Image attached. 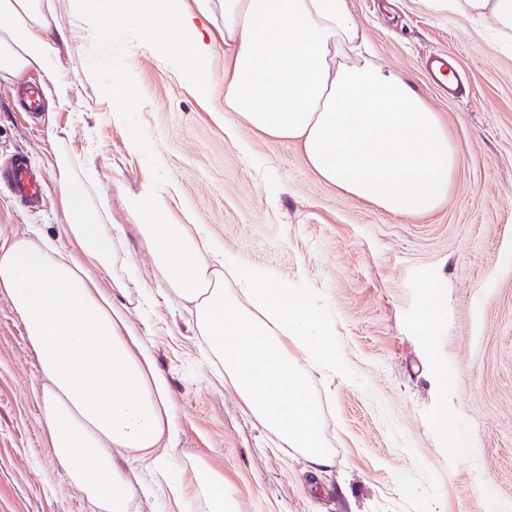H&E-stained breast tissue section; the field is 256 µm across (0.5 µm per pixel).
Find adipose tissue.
<instances>
[{
	"instance_id": "adipose-tissue-1",
	"label": "adipose tissue",
	"mask_w": 512,
	"mask_h": 512,
	"mask_svg": "<svg viewBox=\"0 0 512 512\" xmlns=\"http://www.w3.org/2000/svg\"><path fill=\"white\" fill-rule=\"evenodd\" d=\"M0 0V79L34 72L67 102L62 60L90 38L106 42L112 16L138 29L137 46L165 56L186 87L223 113L235 136L245 123L297 143L330 186L378 209L426 216L447 200L457 156L441 115L406 78L361 55L349 0ZM471 19L492 16L512 34V0H448ZM224 49V91L212 60ZM92 163L57 154L53 177L67 238L31 225L0 244V291L21 316L42 372L40 423L91 512H128L131 457L164 470L175 433L167 378L100 272L126 263V229L109 198L94 194ZM152 182L125 202L160 280L194 308L193 328L270 447L298 449L311 470L334 464L322 409L293 350L324 336L307 293L291 292L232 255H219L198 224L169 212Z\"/></svg>"
}]
</instances>
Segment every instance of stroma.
I'll use <instances>...</instances> for the list:
<instances>
[{"instance_id":"1","label":"stroma","mask_w":512,"mask_h":512,"mask_svg":"<svg viewBox=\"0 0 512 512\" xmlns=\"http://www.w3.org/2000/svg\"><path fill=\"white\" fill-rule=\"evenodd\" d=\"M376 63L402 73L444 118L458 155L447 203L426 217L397 216L341 194L300 148L239 126L189 92L161 57L135 49L126 19L112 21L99 80L83 50L63 60L67 104L44 97L31 122L0 81V167L24 154L41 179L30 205L0 181V242L26 225L66 238L47 160L49 126L72 162L93 161L99 193L124 221L123 190L174 187L173 217L200 224L219 250L309 294L340 360L312 373L335 469L314 476L293 448L272 450L224 375L207 363L191 316L156 286L136 236L115 298L145 333L169 380L176 434L168 477L131 460L141 483L130 512H205L198 462L224 474L238 512H512V39L491 20L466 21L436 0H351ZM452 59L465 84L437 86L425 68ZM135 84L134 121L116 125L105 99L113 73ZM139 141V151L129 149ZM443 290L431 331L428 288ZM40 363L23 321L0 293V512H89L39 423ZM185 492L174 497L169 481Z\"/></svg>"}]
</instances>
